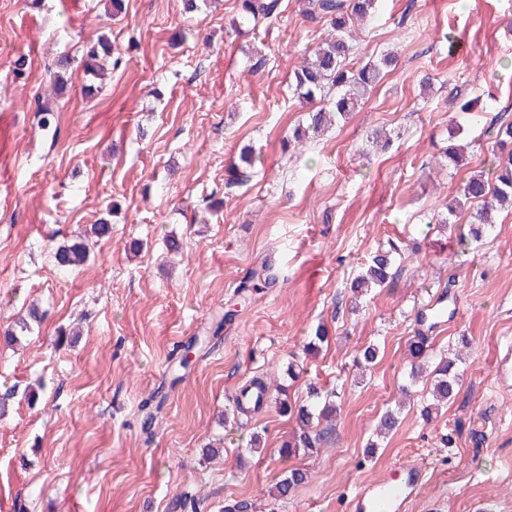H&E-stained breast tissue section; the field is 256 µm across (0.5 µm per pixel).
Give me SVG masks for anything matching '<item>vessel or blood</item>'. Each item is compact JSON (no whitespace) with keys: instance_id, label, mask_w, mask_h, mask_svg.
<instances>
[{"instance_id":"vessel-or-blood-1","label":"vessel or blood","mask_w":512,"mask_h":512,"mask_svg":"<svg viewBox=\"0 0 512 512\" xmlns=\"http://www.w3.org/2000/svg\"><path fill=\"white\" fill-rule=\"evenodd\" d=\"M401 472L398 479L359 488L349 504L350 512H409L426 482V471L421 466L406 464Z\"/></svg>"}]
</instances>
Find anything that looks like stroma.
Wrapping results in <instances>:
<instances>
[{"mask_svg": "<svg viewBox=\"0 0 512 512\" xmlns=\"http://www.w3.org/2000/svg\"><path fill=\"white\" fill-rule=\"evenodd\" d=\"M196 4L126 0L113 19L105 0H0V331L30 306L41 316L18 343L0 339V394L12 395L0 512H173L187 494L199 512L229 501L349 512L360 486L402 462L427 469L409 512H512V389L495 383L497 351L512 345V208L477 240L468 213L436 221L470 175L493 169L488 126L512 100V0H384L353 58L392 52L396 66L359 112L297 151L288 138L306 109L293 70L324 26L300 0H280L277 17L236 34L237 0ZM102 34L121 64L94 83L83 53ZM474 97L479 125L459 109ZM41 106L56 139L38 126ZM377 129L388 149L372 144ZM452 129L467 147L457 170L437 164ZM247 144L257 162L225 187ZM103 218L111 231L88 261L61 268L57 247ZM391 240L406 249L393 286L351 309L350 280ZM264 263L277 283L236 302ZM443 294L454 315L434 331L436 352L472 342L460 391L429 422L415 392L397 431L377 440L407 381L417 313ZM321 325L326 341L289 379L291 353ZM371 344L379 357L359 370ZM252 376L297 402L311 384L338 392L318 453L280 458L293 424L275 407L236 414ZM155 391L165 404L147 430L139 406ZM254 436L263 452L250 451ZM294 464L308 482L274 500Z\"/></svg>", "mask_w": 512, "mask_h": 512, "instance_id": "obj_1", "label": "stroma"}]
</instances>
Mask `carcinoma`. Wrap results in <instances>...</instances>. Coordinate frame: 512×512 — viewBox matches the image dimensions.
<instances>
[{"mask_svg":"<svg viewBox=\"0 0 512 512\" xmlns=\"http://www.w3.org/2000/svg\"><path fill=\"white\" fill-rule=\"evenodd\" d=\"M381 0H307L309 8L305 10L308 18L328 26L327 34L317 44L312 54L303 57L301 64L294 70V86L299 102L308 107L306 124L297 127L288 142L302 147L311 135L324 132L329 125L343 119L361 108L369 93L384 76L386 68L394 64L396 57L385 54L378 59L368 60L356 67L350 66L354 42L357 33L352 28L353 20L371 21L379 13ZM240 18L232 20L231 27L238 29L242 24H257L279 14V0H238ZM85 53V72L97 78L100 76L98 59L112 54V46L107 37L101 36L87 46ZM333 94L331 101L321 107L314 106L316 97ZM255 163L253 147L245 145L239 152V165L229 171L225 185L232 187L246 178L247 170ZM476 201L479 207L471 213L469 233L474 238L483 236L493 224L499 209L507 204L512 206V151L498 159L494 168V180L482 174L469 177L464 183L460 195L449 200L447 213L441 223H451L456 212L468 203ZM89 256L88 238L80 237L60 246L55 258L61 266H78ZM402 256L397 245L379 247L355 276L349 286L350 303L357 304L361 298L376 288H386L395 279L398 264ZM276 278L269 273V267L263 266L253 274L250 283L240 286V291L250 288L267 287L274 284ZM408 377L410 384L402 392H411L412 385L425 372L432 353L431 337L419 329L407 341ZM459 393V377L456 363L444 356L432 370V384L429 403L421 416L429 421L444 405ZM337 392L323 391L314 386L309 388L308 401L294 406L286 398L274 400L279 412L296 420L292 436L279 448L282 458L296 457L299 454L311 455L320 448L325 432L333 427L339 405ZM399 425V412L386 411L379 419L375 432L382 436L391 433ZM309 472L301 467H291L276 487V499L284 500L293 490L305 483Z\"/></svg>","mask_w":512,"mask_h":512,"instance_id":"carcinoma-1","label":"carcinoma"}]
</instances>
